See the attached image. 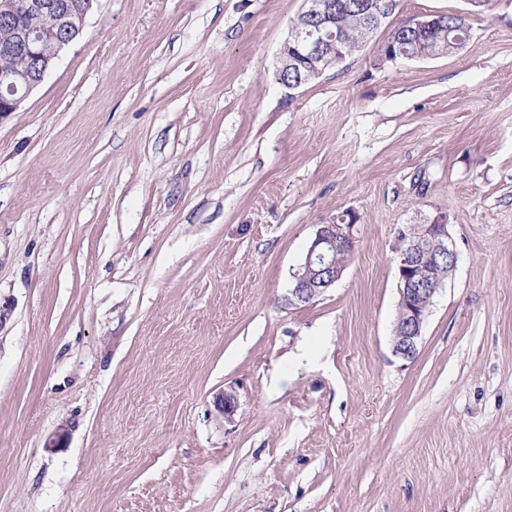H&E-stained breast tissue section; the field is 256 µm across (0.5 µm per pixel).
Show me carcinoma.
Returning <instances> with one entry per match:
<instances>
[{
  "label": "carcinoma",
  "mask_w": 512,
  "mask_h": 512,
  "mask_svg": "<svg viewBox=\"0 0 512 512\" xmlns=\"http://www.w3.org/2000/svg\"><path fill=\"white\" fill-rule=\"evenodd\" d=\"M488 2L490 0H475L461 12L442 15L438 25L423 39L416 37L411 29L399 26L390 33L387 41L398 43L409 53L426 58L456 52L469 37L466 32V28L470 27L468 15L482 11ZM350 4L366 8L372 5V0H336V46L339 55L345 58L357 52L378 30L375 25L353 24L346 11V6ZM277 78L290 84L300 82L305 85L316 80L317 76L290 66L288 70L277 74Z\"/></svg>",
  "instance_id": "obj_1"
}]
</instances>
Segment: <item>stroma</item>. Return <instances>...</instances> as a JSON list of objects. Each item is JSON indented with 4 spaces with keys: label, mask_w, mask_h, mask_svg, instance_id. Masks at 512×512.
Returning a JSON list of instances; mask_svg holds the SVG:
<instances>
[{
    "label": "stroma",
    "mask_w": 512,
    "mask_h": 512,
    "mask_svg": "<svg viewBox=\"0 0 512 512\" xmlns=\"http://www.w3.org/2000/svg\"><path fill=\"white\" fill-rule=\"evenodd\" d=\"M303 0H98L0 120V512H512V0L276 79ZM355 251L283 296L321 225ZM458 254L392 353L398 228ZM234 393L236 412L214 407ZM468 8L451 14H442L438 25L431 29L425 39L417 38L413 31L408 27H414L418 32L429 29L436 22L435 18L429 19V16L423 19L411 20L405 23V26L395 28L381 47L380 59L389 62L386 56V44L388 42L399 43L402 48L413 55H421L426 58L453 53L459 51L464 46L469 37L471 26L468 14L480 12L487 5L489 0H467ZM466 27V32L463 28ZM462 45V47H459Z\"/></svg>",
    "instance_id": "stroma-1"
}]
</instances>
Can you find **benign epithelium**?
Listing matches in <instances>:
<instances>
[{
  "instance_id": "obj_1",
  "label": "benign epithelium",
  "mask_w": 512,
  "mask_h": 512,
  "mask_svg": "<svg viewBox=\"0 0 512 512\" xmlns=\"http://www.w3.org/2000/svg\"><path fill=\"white\" fill-rule=\"evenodd\" d=\"M97 0H0V21L14 23L19 14L49 15L48 27L13 28V46L0 51V121L20 110L27 98L55 67L63 52L82 34L88 14ZM312 25H293L288 30L280 56L281 68L305 65L315 71L327 64L336 51L331 0H304ZM356 220L324 224L308 247L304 262L294 273L288 289L289 305L309 304L336 284L344 269L336 267L338 249L354 247L351 228ZM396 248L398 305L401 317L393 329V351L409 359L417 350L434 298L445 282L438 259L448 258V272L457 260L456 246L447 220L438 217L424 224L398 228ZM215 406L225 417L234 415L236 396L221 393Z\"/></svg>"
}]
</instances>
